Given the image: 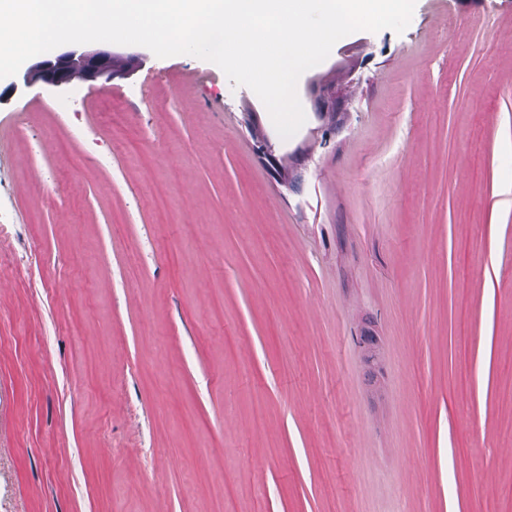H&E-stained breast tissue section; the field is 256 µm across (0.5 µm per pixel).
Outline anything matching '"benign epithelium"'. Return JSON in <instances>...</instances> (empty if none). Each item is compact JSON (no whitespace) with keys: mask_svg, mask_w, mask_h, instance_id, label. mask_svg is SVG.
<instances>
[{"mask_svg":"<svg viewBox=\"0 0 512 512\" xmlns=\"http://www.w3.org/2000/svg\"><path fill=\"white\" fill-rule=\"evenodd\" d=\"M116 58V54L107 51L71 49L41 61L27 73V79L61 87L76 77L95 79L104 75L109 76L112 74V64ZM309 89L316 104V115L324 121L321 135L322 140L326 141L335 130L336 124L346 114L349 99L343 87L331 82L312 79L309 81ZM258 153L279 176L283 177L288 188L293 189L301 182L300 175L292 176L284 172L275 154V146L268 136H263L258 142Z\"/></svg>","mask_w":512,"mask_h":512,"instance_id":"obj_1","label":"benign epithelium"}]
</instances>
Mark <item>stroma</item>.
I'll return each mask as SVG.
<instances>
[{
	"mask_svg": "<svg viewBox=\"0 0 512 512\" xmlns=\"http://www.w3.org/2000/svg\"><path fill=\"white\" fill-rule=\"evenodd\" d=\"M115 51L0 79V512H512V0L339 40L326 146ZM116 58L114 52L71 49L41 61L27 73L26 78L61 87L75 77L95 79L110 76ZM275 152L274 144L271 142L267 135H264L260 142H258L259 155L268 162V164L280 177H283L285 182L284 184L288 186V189L294 190L297 184H299L302 180L301 175L296 174L294 177H292L290 172L286 174Z\"/></svg>",
	"mask_w": 512,
	"mask_h": 512,
	"instance_id": "obj_1",
	"label": "stroma"
}]
</instances>
